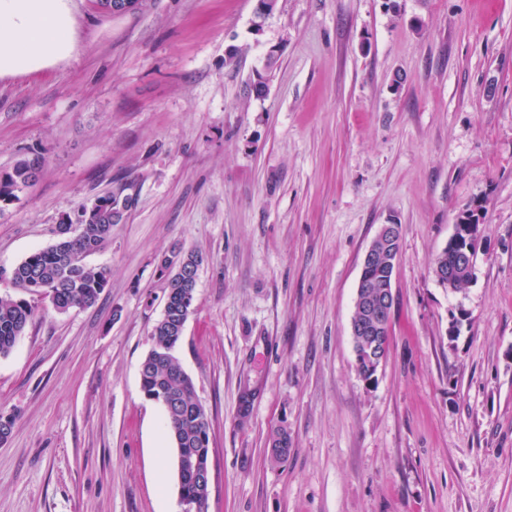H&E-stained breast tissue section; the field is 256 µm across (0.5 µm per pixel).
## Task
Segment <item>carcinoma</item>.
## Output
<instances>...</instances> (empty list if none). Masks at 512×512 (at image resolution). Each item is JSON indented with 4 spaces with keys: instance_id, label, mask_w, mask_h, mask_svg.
Wrapping results in <instances>:
<instances>
[{
    "instance_id": "carcinoma-1",
    "label": "carcinoma",
    "mask_w": 512,
    "mask_h": 512,
    "mask_svg": "<svg viewBox=\"0 0 512 512\" xmlns=\"http://www.w3.org/2000/svg\"><path fill=\"white\" fill-rule=\"evenodd\" d=\"M43 166V156L34 154L1 171L0 203L14 201L17 192L39 178ZM125 190L126 185L122 184L91 205H81L72 221L55 226L54 244L31 252L10 273L0 271V277L9 275L14 287L21 291L15 297L0 296V357L10 354L36 314V307L27 296H43L60 314L90 307L97 301L107 285L109 272L87 264L86 258L101 250L111 238L116 224L114 213L121 208L128 212L133 207L135 199ZM164 261L174 267L183 264V272L194 281L204 257L198 251L185 252L175 247L164 256ZM195 310V298L186 297L184 287L167 278L163 313L151 331L152 346L145 356L140 383L146 398H164L172 404L171 411L164 413L165 431L172 441L175 459L191 462L189 467H177L178 494L194 500L195 512H208L209 489L199 483L196 469L209 466L210 419L197 397L193 379L175 355L185 325ZM290 447L288 432L277 431L271 440V459H285Z\"/></svg>"
}]
</instances>
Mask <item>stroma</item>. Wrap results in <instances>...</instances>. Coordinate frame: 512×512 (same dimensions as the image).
<instances>
[{"label": "stroma", "instance_id": "1", "mask_svg": "<svg viewBox=\"0 0 512 512\" xmlns=\"http://www.w3.org/2000/svg\"><path fill=\"white\" fill-rule=\"evenodd\" d=\"M73 0L76 50L0 78V270L127 182L88 256L87 308L37 315L0 357V512H180L163 412L139 365L159 262L204 256L176 356L211 425L208 512H512V0ZM278 48L264 98L253 70ZM481 207L475 275L432 274ZM396 222L390 348L373 383L350 333L361 261ZM286 429L291 452L270 463ZM44 158L39 154L26 156L6 171L0 172V203L8 204L18 196L17 192L33 184L42 173Z\"/></svg>", "mask_w": 512, "mask_h": 512}]
</instances>
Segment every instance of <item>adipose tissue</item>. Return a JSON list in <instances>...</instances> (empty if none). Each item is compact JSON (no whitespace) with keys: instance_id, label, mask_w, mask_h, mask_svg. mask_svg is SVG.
Returning a JSON list of instances; mask_svg holds the SVG:
<instances>
[{"instance_id":"obj_1","label":"adipose tissue","mask_w":512,"mask_h":512,"mask_svg":"<svg viewBox=\"0 0 512 512\" xmlns=\"http://www.w3.org/2000/svg\"><path fill=\"white\" fill-rule=\"evenodd\" d=\"M74 50L72 0H0V78L51 67Z\"/></svg>"}]
</instances>
